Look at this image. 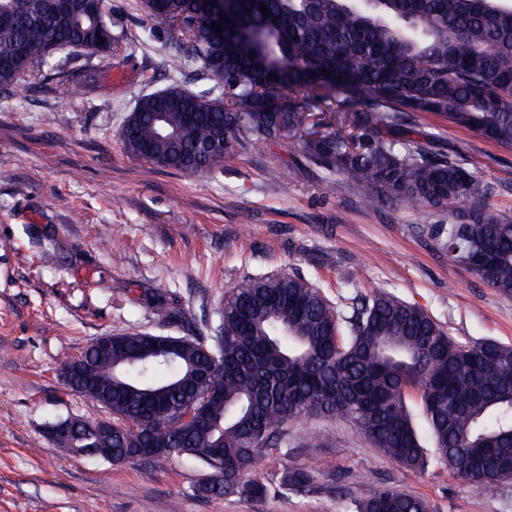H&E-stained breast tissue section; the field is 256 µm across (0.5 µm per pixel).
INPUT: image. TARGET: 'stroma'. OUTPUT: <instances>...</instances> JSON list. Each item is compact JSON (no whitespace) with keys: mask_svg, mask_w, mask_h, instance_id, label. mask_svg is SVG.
I'll return each mask as SVG.
<instances>
[{"mask_svg":"<svg viewBox=\"0 0 512 512\" xmlns=\"http://www.w3.org/2000/svg\"><path fill=\"white\" fill-rule=\"evenodd\" d=\"M105 10L123 36L94 58L99 76L82 109L70 107L59 75L0 89V512H356L378 487L422 498L430 512H512V479L475 488L437 464L403 468L340 416L290 421L256 455L254 476L273 486L306 471L305 494L204 498L191 489L208 473L189 459L162 470L66 459L47 425L110 413L68 388L64 364L109 334L218 335L224 293L245 275L301 273L341 309L386 290L456 340L512 345V296L431 236L447 212L364 209L283 136L249 144L233 169L211 174L128 154L119 132L138 100L175 83L197 89L202 67L165 72L185 40L140 0H105ZM419 122L493 184L486 208L512 216V149L441 116ZM92 224L105 234L89 235ZM48 244L52 266L40 260ZM158 295L185 312L183 325L158 320Z\"/></svg>","mask_w":512,"mask_h":512,"instance_id":"obj_1","label":"stroma"}]
</instances>
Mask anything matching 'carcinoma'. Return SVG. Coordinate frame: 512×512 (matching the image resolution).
<instances>
[{
    "instance_id": "cac0c4a2",
    "label": "carcinoma",
    "mask_w": 512,
    "mask_h": 512,
    "mask_svg": "<svg viewBox=\"0 0 512 512\" xmlns=\"http://www.w3.org/2000/svg\"><path fill=\"white\" fill-rule=\"evenodd\" d=\"M171 24L187 51L164 61L171 76L202 65L206 84L142 97L124 120L125 150L155 165L212 173L246 146L298 133L300 155L340 176L361 204L448 211L434 239L477 276L512 296V216H485L469 199L493 187L457 148L436 149L415 114L429 112L512 148V6L497 0H140ZM268 9L262 15L260 8ZM229 19L225 23L220 17ZM222 26L217 31L212 24ZM120 34L103 0H0V88L43 77L57 54L103 56ZM104 43H99V39ZM329 73L323 74L321 70ZM164 322L180 309L155 307ZM68 387L112 411V434H90L74 457L139 461L155 469L193 457L210 471L205 497L269 487L251 476L256 451L290 420L339 414L398 465L430 462L474 487L512 471V345L463 343L426 312L379 290L339 310L298 273L243 276L224 294L220 336L178 343L150 333L92 342ZM419 394L434 448L429 458L406 398ZM199 420L185 423L188 407ZM302 470L278 485L308 490ZM358 512H428L418 497L377 488Z\"/></svg>"
}]
</instances>
